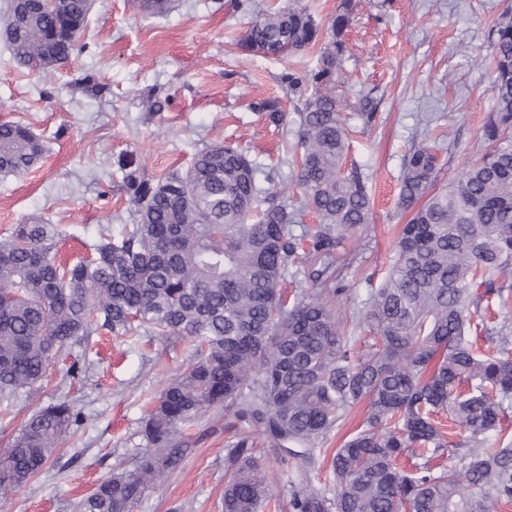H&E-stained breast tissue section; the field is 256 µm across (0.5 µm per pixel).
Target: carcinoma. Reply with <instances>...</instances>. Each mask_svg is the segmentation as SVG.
I'll use <instances>...</instances> for the list:
<instances>
[{
  "label": "carcinoma",
  "instance_id": "cac0c4a2",
  "mask_svg": "<svg viewBox=\"0 0 512 512\" xmlns=\"http://www.w3.org/2000/svg\"><path fill=\"white\" fill-rule=\"evenodd\" d=\"M356 7L340 0L324 26L295 0L260 14L237 39L262 56L318 48L312 69L281 75L298 116V199L261 188L262 170L243 148L216 144L157 180L129 171L132 222L88 258L59 262L62 231L37 219L0 236V403L40 381L63 349L103 331L133 341L146 326L188 344L144 420L152 448L132 471L101 480L79 512H133L182 461L180 426L218 406L234 419L224 512H263L272 499L257 438L283 469L290 512H497L512 501V438L502 437L512 321L484 317L486 305L512 307V8L490 31L491 149L432 193L444 138L426 133L414 144L399 192L410 217L382 283L348 322L333 311L347 267L341 241L372 214L364 176L344 167L347 114L369 127L377 109L370 97L346 96ZM88 15L87 0H66L59 12L8 0L0 41L20 67L62 66ZM254 110L274 124L285 118L275 99ZM44 151L30 128L0 123V173L23 174ZM311 212L313 228L303 224ZM288 274L305 283L291 299L281 290ZM350 329L373 340L356 351ZM364 400L362 429L331 460L336 489L313 483L303 467ZM440 414L454 433L436 425ZM78 420L65 401L31 414L0 460V494L34 479ZM405 454L416 459L410 471L397 466ZM448 456L451 469L438 464Z\"/></svg>",
  "mask_w": 512,
  "mask_h": 512
}]
</instances>
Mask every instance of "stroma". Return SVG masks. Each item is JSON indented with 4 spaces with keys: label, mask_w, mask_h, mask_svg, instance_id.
Segmentation results:
<instances>
[{
    "label": "stroma",
    "mask_w": 512,
    "mask_h": 512,
    "mask_svg": "<svg viewBox=\"0 0 512 512\" xmlns=\"http://www.w3.org/2000/svg\"><path fill=\"white\" fill-rule=\"evenodd\" d=\"M288 0H175L165 15H149L143 0H95L69 63L29 71L0 43V122L18 121L40 135L47 151L21 176L0 174V231L30 218L59 225L61 255H91L101 235L130 221L131 193L119 158L131 156L152 178L187 168L204 147L235 142L249 148L272 185L293 192L297 167L286 160L297 116L283 72L314 67L316 50L286 57L241 51L236 41L258 14ZM512 0H359L347 34L350 99L373 93L376 121L363 130L352 117L348 164L371 193L372 222L348 233L352 263L338 316L361 306L380 285L406 217L398 206L404 156L424 130L451 146L436 183L445 188L488 148L483 125L494 90L490 29ZM166 97L148 107L149 92ZM278 99L285 113L274 125L253 103ZM185 343L140 337L92 336L88 348L64 350L48 375L0 408V454L24 421L68 400L82 415L38 477L0 499V512H78L99 480L133 468L148 448L142 419L182 365ZM359 403L308 465L314 481L329 482V456L360 428ZM230 412L218 407L187 424L190 451L180 469L151 489L134 512H222L224 450Z\"/></svg>",
    "instance_id": "1"
}]
</instances>
